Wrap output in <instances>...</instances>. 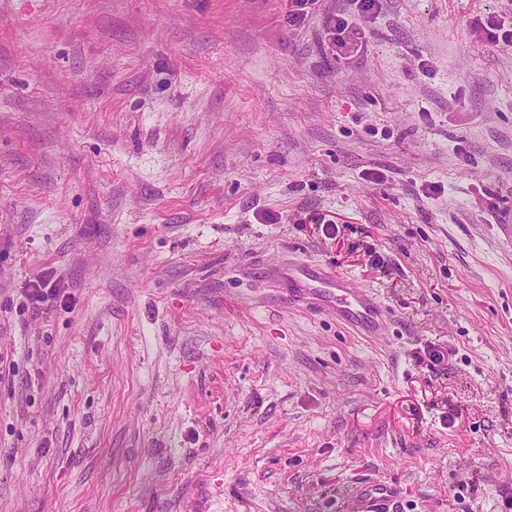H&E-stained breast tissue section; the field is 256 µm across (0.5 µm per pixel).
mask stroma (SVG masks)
<instances>
[{
    "instance_id": "35a3bbf8",
    "label": "stroma",
    "mask_w": 512,
    "mask_h": 512,
    "mask_svg": "<svg viewBox=\"0 0 512 512\" xmlns=\"http://www.w3.org/2000/svg\"><path fill=\"white\" fill-rule=\"evenodd\" d=\"M349 8L0 0V512H339L366 475L512 512L507 0H385L328 49ZM288 257L386 336L244 274ZM319 0H289L288 24L299 28L317 10ZM485 39L501 47H512V22L509 25L505 21L491 19L483 26ZM254 274L282 289L290 302L330 311L360 336L383 335L390 320L389 308L373 290L357 287L322 264L288 260ZM27 297L34 303L53 306L60 297V288L50 285L42 277L30 281L27 288Z\"/></svg>"
}]
</instances>
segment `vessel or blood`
<instances>
[{
	"mask_svg": "<svg viewBox=\"0 0 512 512\" xmlns=\"http://www.w3.org/2000/svg\"><path fill=\"white\" fill-rule=\"evenodd\" d=\"M261 278L282 289L289 301L330 311L337 320L366 337L383 335L391 312L368 288L336 274L328 267L291 260L261 269ZM398 487L378 478H360L350 483L341 512H396Z\"/></svg>",
	"mask_w": 512,
	"mask_h": 512,
	"instance_id": "obj_1",
	"label": "vessel or blood"
}]
</instances>
